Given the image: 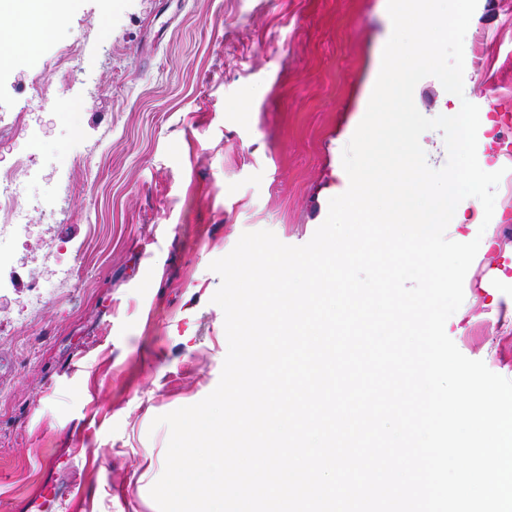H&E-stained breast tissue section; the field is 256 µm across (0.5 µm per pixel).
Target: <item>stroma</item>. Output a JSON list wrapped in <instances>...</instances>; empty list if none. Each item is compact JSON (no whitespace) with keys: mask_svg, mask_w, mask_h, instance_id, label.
Listing matches in <instances>:
<instances>
[{"mask_svg":"<svg viewBox=\"0 0 512 512\" xmlns=\"http://www.w3.org/2000/svg\"><path fill=\"white\" fill-rule=\"evenodd\" d=\"M390 35L387 0H70L50 34L0 29L27 45L0 68V170L29 199L0 271V512L45 489L79 494V512H158L169 430L152 422L211 393L228 350L209 265L246 232L313 237L349 186L342 152ZM72 45L77 73L41 97ZM464 96L499 118L505 213L486 232L512 247V0H480ZM63 153L86 159L82 182L56 169ZM70 263L79 282L60 278ZM499 265L475 257L449 337L512 379Z\"/></svg>","mask_w":512,"mask_h":512,"instance_id":"obj_1","label":"stroma"}]
</instances>
